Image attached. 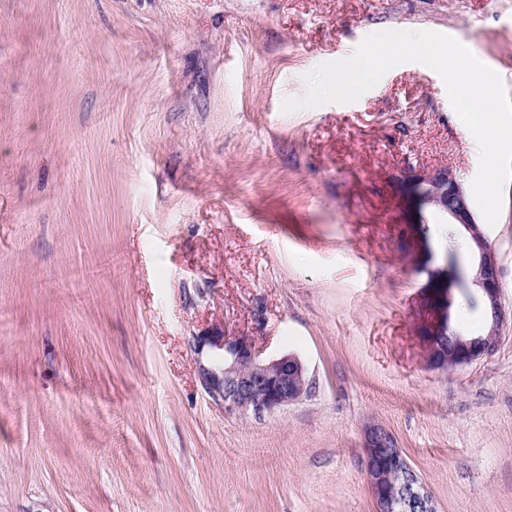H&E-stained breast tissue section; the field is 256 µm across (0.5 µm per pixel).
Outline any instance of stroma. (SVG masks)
<instances>
[{
    "label": "stroma",
    "instance_id": "35a3bbf8",
    "mask_svg": "<svg viewBox=\"0 0 512 512\" xmlns=\"http://www.w3.org/2000/svg\"><path fill=\"white\" fill-rule=\"evenodd\" d=\"M388 29L451 35L512 97V0H0V512H375L371 423L437 512H512V322L428 363L449 227L407 180L479 158L441 77L281 110ZM220 332L308 393L225 413L191 347Z\"/></svg>",
    "mask_w": 512,
    "mask_h": 512
}]
</instances>
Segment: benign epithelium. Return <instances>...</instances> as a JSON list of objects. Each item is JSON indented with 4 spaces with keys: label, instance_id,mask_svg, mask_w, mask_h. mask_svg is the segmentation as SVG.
<instances>
[{
    "label": "benign epithelium",
    "instance_id": "1",
    "mask_svg": "<svg viewBox=\"0 0 512 512\" xmlns=\"http://www.w3.org/2000/svg\"><path fill=\"white\" fill-rule=\"evenodd\" d=\"M409 189L419 206H431L448 223L467 232L469 251L476 257L472 283L486 320L484 334L469 338L451 328L449 304L459 276L448 267L429 270L436 285L437 316L428 333V361L434 369L468 365L489 354L499 342V328L507 319L500 300L499 267L468 204L454 169L443 165L416 175ZM199 377L207 393L224 405V412L253 410L260 414L286 407L308 392L306 370L291 354L261 357L244 336L193 337ZM366 478L377 512H437L433 498L408 462L395 437L382 425L370 423L365 431Z\"/></svg>",
    "mask_w": 512,
    "mask_h": 512
}]
</instances>
